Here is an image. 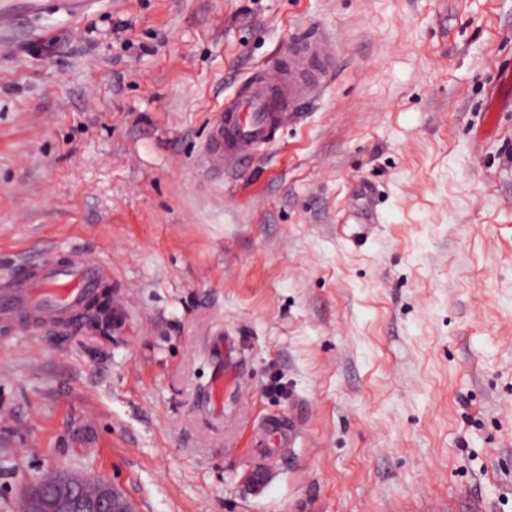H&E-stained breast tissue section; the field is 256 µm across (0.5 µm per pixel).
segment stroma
Listing matches in <instances>:
<instances>
[{"instance_id":"stroma-1","label":"stroma","mask_w":512,"mask_h":512,"mask_svg":"<svg viewBox=\"0 0 512 512\" xmlns=\"http://www.w3.org/2000/svg\"><path fill=\"white\" fill-rule=\"evenodd\" d=\"M309 32L339 52L299 123L204 173L225 97ZM508 70L512 0L15 17L0 287L78 252L127 306L108 340L0 323V512L49 469L138 512H512Z\"/></svg>"}]
</instances>
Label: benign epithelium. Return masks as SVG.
Instances as JSON below:
<instances>
[{
    "label": "benign epithelium",
    "instance_id": "1",
    "mask_svg": "<svg viewBox=\"0 0 512 512\" xmlns=\"http://www.w3.org/2000/svg\"><path fill=\"white\" fill-rule=\"evenodd\" d=\"M88 481L57 470L28 483L21 491L27 512H135L124 493L103 477L93 478L97 493L82 494L81 486Z\"/></svg>",
    "mask_w": 512,
    "mask_h": 512
}]
</instances>
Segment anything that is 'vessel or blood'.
<instances>
[{
  "mask_svg": "<svg viewBox=\"0 0 512 512\" xmlns=\"http://www.w3.org/2000/svg\"><path fill=\"white\" fill-rule=\"evenodd\" d=\"M24 6L77 16L86 0H25ZM336 50L332 37L311 36L296 42L286 61L247 77L244 91L225 98L219 108L201 155L202 167L214 175L247 168L278 132L297 120L299 104L317 94ZM36 267L37 279L16 277L0 290V319L38 310L55 316L73 309L91 294L97 279L96 266L78 258L66 266L40 261Z\"/></svg>",
  "mask_w": 512,
  "mask_h": 512,
  "instance_id": "b4317fda",
  "label": "vessel or blood"
}]
</instances>
